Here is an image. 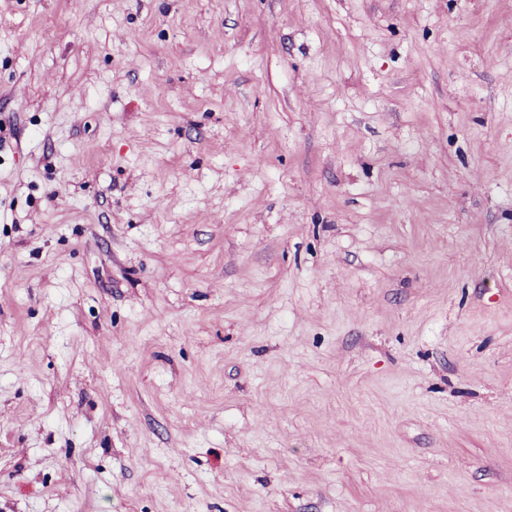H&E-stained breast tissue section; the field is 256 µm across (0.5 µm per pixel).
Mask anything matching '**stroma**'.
I'll return each mask as SVG.
<instances>
[{"label":"stroma","mask_w":512,"mask_h":512,"mask_svg":"<svg viewBox=\"0 0 512 512\" xmlns=\"http://www.w3.org/2000/svg\"><path fill=\"white\" fill-rule=\"evenodd\" d=\"M0 512H512V0H0Z\"/></svg>","instance_id":"35a3bbf8"}]
</instances>
